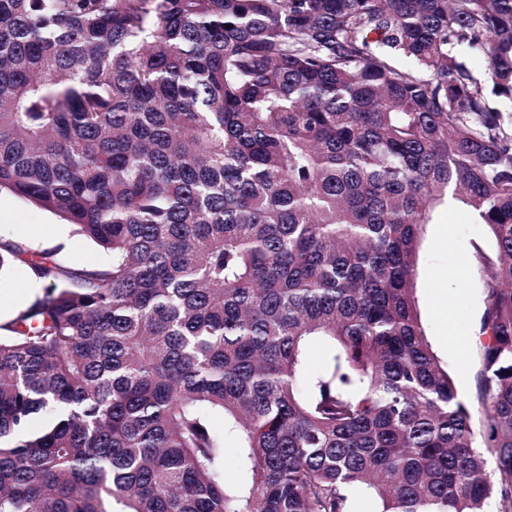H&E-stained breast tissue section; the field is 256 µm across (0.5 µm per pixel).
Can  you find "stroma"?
<instances>
[{"label": "stroma", "mask_w": 512, "mask_h": 512, "mask_svg": "<svg viewBox=\"0 0 512 512\" xmlns=\"http://www.w3.org/2000/svg\"><path fill=\"white\" fill-rule=\"evenodd\" d=\"M0 239H24L33 246H59L63 262L99 265L105 252L60 216L0 192ZM493 251L487 227L473 223L463 207L441 205L427 224L417 259L416 296L421 321L433 351L448 366L460 396L480 412L479 356L473 329L485 308L483 275L476 249ZM37 294L21 267L0 276V320Z\"/></svg>", "instance_id": "obj_1"}]
</instances>
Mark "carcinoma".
<instances>
[{
    "mask_svg": "<svg viewBox=\"0 0 512 512\" xmlns=\"http://www.w3.org/2000/svg\"><path fill=\"white\" fill-rule=\"evenodd\" d=\"M486 86L512 105V0H0V190L108 254L0 242L45 284L0 322V512H512ZM443 203L495 243L479 431L415 299Z\"/></svg>",
    "mask_w": 512,
    "mask_h": 512,
    "instance_id": "1",
    "label": "carcinoma"
}]
</instances>
